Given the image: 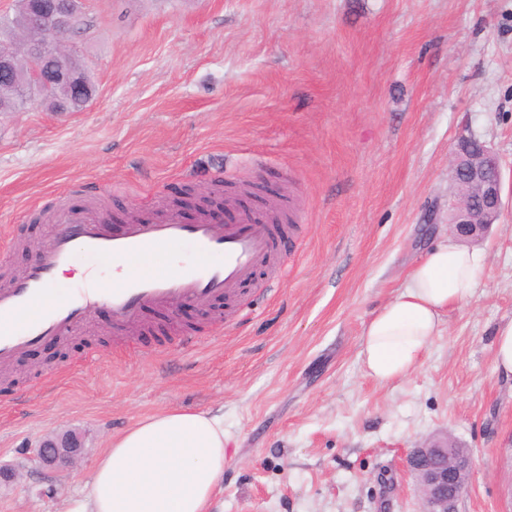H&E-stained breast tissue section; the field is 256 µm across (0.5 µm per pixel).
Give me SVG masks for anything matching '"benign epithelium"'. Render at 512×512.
Instances as JSON below:
<instances>
[{
  "instance_id": "1",
  "label": "benign epithelium",
  "mask_w": 512,
  "mask_h": 512,
  "mask_svg": "<svg viewBox=\"0 0 512 512\" xmlns=\"http://www.w3.org/2000/svg\"><path fill=\"white\" fill-rule=\"evenodd\" d=\"M73 0H31L29 24L36 40L27 49V68L18 74L15 47L0 46V78L25 79L41 85L40 99L49 100L61 84L76 95L86 93L83 80L65 66L79 53L67 36L77 32L72 18ZM459 203L448 221L450 233L470 241L482 239L504 208V176L499 155L471 131L461 134L449 170ZM81 453V443L72 433L46 438L34 448V456L48 471L71 465ZM408 464L418 483L424 512H459L465 493L458 458L448 453V442L434 439L415 448Z\"/></svg>"
}]
</instances>
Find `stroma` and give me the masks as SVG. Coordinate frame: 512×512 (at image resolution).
I'll use <instances>...</instances> for the list:
<instances>
[{
	"instance_id": "35a3bbf8",
	"label": "stroma",
	"mask_w": 512,
	"mask_h": 512,
	"mask_svg": "<svg viewBox=\"0 0 512 512\" xmlns=\"http://www.w3.org/2000/svg\"><path fill=\"white\" fill-rule=\"evenodd\" d=\"M95 86L78 112H0V283L49 246L58 209L133 211L186 189L250 183L243 208L298 207L282 274L233 305L144 315L114 344L96 311L0 374V512H89L111 436L172 409L224 417L208 512H422L407 452L435 435L473 451L459 512H512V395L492 336L512 318V204L482 242L473 297L427 357L382 383L362 333L447 238L462 129L512 190V0H83ZM198 336L183 348L181 338ZM77 432L82 455L42 478L33 455Z\"/></svg>"
}]
</instances>
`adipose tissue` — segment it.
Here are the masks:
<instances>
[{
	"label": "adipose tissue",
	"mask_w": 512,
	"mask_h": 512,
	"mask_svg": "<svg viewBox=\"0 0 512 512\" xmlns=\"http://www.w3.org/2000/svg\"><path fill=\"white\" fill-rule=\"evenodd\" d=\"M485 265L479 249L452 237L431 248L367 324L368 374L385 383L420 366L445 312L473 296ZM224 459L223 419L182 410L145 417L113 436L97 462L91 512H207Z\"/></svg>",
	"instance_id": "obj_1"
}]
</instances>
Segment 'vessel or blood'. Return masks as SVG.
<instances>
[{
    "label": "vessel or blood",
    "mask_w": 512,
    "mask_h": 512,
    "mask_svg": "<svg viewBox=\"0 0 512 512\" xmlns=\"http://www.w3.org/2000/svg\"><path fill=\"white\" fill-rule=\"evenodd\" d=\"M237 203V198H225L224 205L234 216L223 225L213 223L206 214L190 222L178 209L161 208L149 219L130 216L115 230L101 213L77 215L60 210L52 244L42 249L36 261L14 281L0 288V366L8 367L31 345L61 338L88 323L103 305L112 312L116 336L122 337L141 327L145 310H172L183 303L204 309L216 298H236L241 286L258 270L279 277L280 244L288 222L295 219L294 213L258 214L238 210ZM168 245L207 254L210 261L182 263L154 278L126 274L129 260ZM79 254L96 265L111 263L118 275L117 285L74 294L39 318L17 325L15 314L34 296L50 292L55 272L72 264Z\"/></svg>",
    "instance_id": "vessel-or-blood-1"
}]
</instances>
